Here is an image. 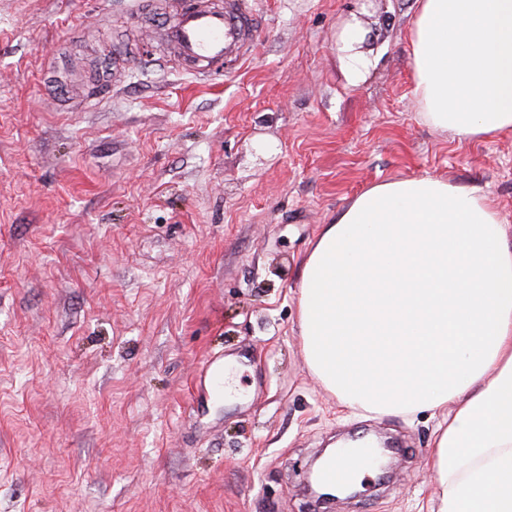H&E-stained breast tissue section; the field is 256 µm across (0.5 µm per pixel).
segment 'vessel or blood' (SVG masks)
I'll return each instance as SVG.
<instances>
[{"label":"vessel or blood","instance_id":"b4317fda","mask_svg":"<svg viewBox=\"0 0 512 512\" xmlns=\"http://www.w3.org/2000/svg\"><path fill=\"white\" fill-rule=\"evenodd\" d=\"M173 7L176 21L166 36L185 70L208 76L251 51L257 16L247 0H175ZM376 455V449H362L349 456L346 466L324 471L322 478L329 484L347 483L368 469Z\"/></svg>","mask_w":512,"mask_h":512}]
</instances>
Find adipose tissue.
Segmentation results:
<instances>
[{"label":"adipose tissue","instance_id":"1","mask_svg":"<svg viewBox=\"0 0 512 512\" xmlns=\"http://www.w3.org/2000/svg\"><path fill=\"white\" fill-rule=\"evenodd\" d=\"M414 94L461 137L512 131V0H418ZM309 369L347 409L446 410L434 512H512V242L492 200L374 185L323 225L298 287Z\"/></svg>","mask_w":512,"mask_h":512}]
</instances>
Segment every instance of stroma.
<instances>
[{"mask_svg": "<svg viewBox=\"0 0 512 512\" xmlns=\"http://www.w3.org/2000/svg\"><path fill=\"white\" fill-rule=\"evenodd\" d=\"M133 2L0 0V512H429L438 416H353L315 379L301 262L386 181L477 189L512 229V132L424 121L417 0H256L253 50L203 79ZM369 434L389 472L321 505L311 461ZM363 31L357 25L351 26L343 42V51L345 57H343L348 78L351 82H358L365 73L368 71L371 61L368 57L363 54L353 53L354 44L359 43L363 39Z\"/></svg>", "mask_w": 512, "mask_h": 512, "instance_id": "stroma-1", "label": "stroma"}]
</instances>
